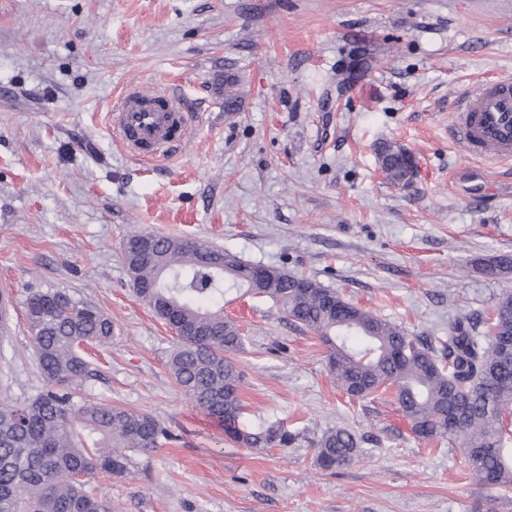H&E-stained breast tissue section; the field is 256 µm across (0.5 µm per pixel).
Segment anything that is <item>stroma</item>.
Instances as JSON below:
<instances>
[{"label":"stroma","instance_id":"stroma-1","mask_svg":"<svg viewBox=\"0 0 512 512\" xmlns=\"http://www.w3.org/2000/svg\"><path fill=\"white\" fill-rule=\"evenodd\" d=\"M482 75L512 77V0H0V400L43 390L26 300L62 290L112 321L107 344L83 348L82 396L172 435L94 478L114 512H512V486L477 484L460 448L416 437L391 390L349 397L317 335L232 291L248 417L297 435L238 446L181 393L177 337L120 254L136 231L188 237L438 345L460 317L487 335L512 275L478 267L512 254V163L463 157L448 134ZM133 83L189 110L190 135L152 164L111 129ZM384 141L413 155L408 185L387 181ZM331 427L361 453L326 472L314 442Z\"/></svg>","mask_w":512,"mask_h":512}]
</instances>
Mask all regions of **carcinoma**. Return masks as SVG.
Masks as SVG:
<instances>
[{
	"mask_svg": "<svg viewBox=\"0 0 512 512\" xmlns=\"http://www.w3.org/2000/svg\"><path fill=\"white\" fill-rule=\"evenodd\" d=\"M387 180L405 184L412 155L396 142L377 150ZM136 295L178 331L170 369L182 393L224 425L248 449L286 448L297 438L282 420L250 425L238 391L243 374L234 355L243 349L237 325L224 308L204 304L224 298V285L269 299L287 320L316 333L329 348V369L350 397L393 390L398 410L423 440L457 442L484 486L512 484V293L494 305L490 334L476 336L459 318L444 343L445 360L432 342L345 300L317 280L274 266L242 261L206 243L136 232L121 248ZM490 277L512 273V255L486 263ZM303 282L302 291L295 284ZM27 320L46 388L22 404L0 402V512H112L88 478L125 474L132 455L171 439L161 421L132 411L77 399L72 386L89 375L79 353L84 343L104 344L111 320L65 292L35 293ZM360 455V442L345 428L322 432L315 442L319 469L334 471Z\"/></svg>",
	"mask_w": 512,
	"mask_h": 512,
	"instance_id": "carcinoma-1",
	"label": "carcinoma"
}]
</instances>
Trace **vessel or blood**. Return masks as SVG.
Returning <instances> with one entry per match:
<instances>
[{"label":"vessel or blood","mask_w":512,"mask_h":512,"mask_svg":"<svg viewBox=\"0 0 512 512\" xmlns=\"http://www.w3.org/2000/svg\"><path fill=\"white\" fill-rule=\"evenodd\" d=\"M185 105L173 91L156 94L129 86L112 114L121 145L146 162L170 155L189 131ZM467 158L512 160V78L478 82L459 100L450 126Z\"/></svg>","instance_id":"b4317fda"}]
</instances>
